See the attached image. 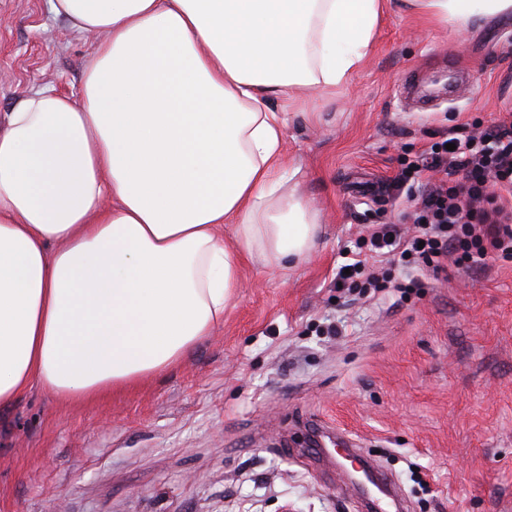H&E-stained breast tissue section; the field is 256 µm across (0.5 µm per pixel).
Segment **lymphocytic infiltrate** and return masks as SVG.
I'll list each match as a JSON object with an SVG mask.
<instances>
[{"instance_id":"1","label":"lymphocytic infiltrate","mask_w":512,"mask_h":512,"mask_svg":"<svg viewBox=\"0 0 512 512\" xmlns=\"http://www.w3.org/2000/svg\"><path fill=\"white\" fill-rule=\"evenodd\" d=\"M407 203L398 225L380 224L356 241V260L338 273L337 287L359 295L423 288L420 271L468 270L512 259V113L488 132L448 135L446 141L404 163L393 179ZM402 276L392 274V267Z\"/></svg>"}]
</instances>
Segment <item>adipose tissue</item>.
Segmentation results:
<instances>
[{"label": "adipose tissue", "mask_w": 512, "mask_h": 512, "mask_svg": "<svg viewBox=\"0 0 512 512\" xmlns=\"http://www.w3.org/2000/svg\"><path fill=\"white\" fill-rule=\"evenodd\" d=\"M387 0H48L99 36L79 99L35 88L0 130V408L177 365L224 321L242 255L306 259L285 113L364 65ZM464 29L512 0H403ZM111 205H104V198ZM234 227V246L223 225Z\"/></svg>", "instance_id": "adipose-tissue-1"}]
</instances>
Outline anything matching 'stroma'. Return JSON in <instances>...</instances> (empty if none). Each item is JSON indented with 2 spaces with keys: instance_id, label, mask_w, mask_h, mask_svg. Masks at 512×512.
I'll list each match as a JSON object with an SVG mask.
<instances>
[{
  "instance_id": "obj_1",
  "label": "stroma",
  "mask_w": 512,
  "mask_h": 512,
  "mask_svg": "<svg viewBox=\"0 0 512 512\" xmlns=\"http://www.w3.org/2000/svg\"><path fill=\"white\" fill-rule=\"evenodd\" d=\"M95 47L48 0H0V118L34 88L79 95ZM510 104L512 14L461 33L401 5L350 83L271 99L289 184L322 212L313 255L245 259L223 325L171 369L1 408L0 512H366L340 435L392 476L402 512H512V262L425 272L407 299L335 287L342 250L396 221L402 159Z\"/></svg>"
}]
</instances>
